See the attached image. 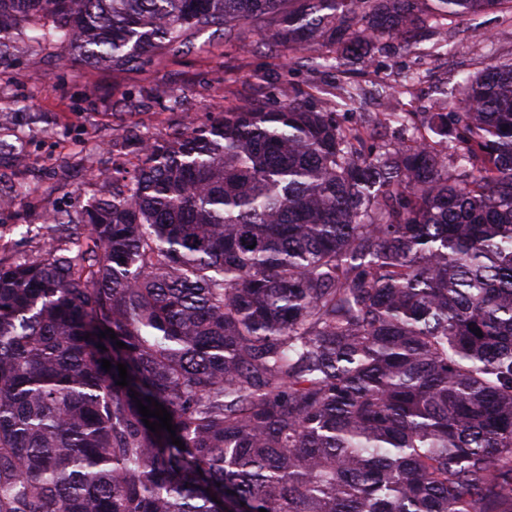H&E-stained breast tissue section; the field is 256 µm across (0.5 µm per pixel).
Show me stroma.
<instances>
[{
  "mask_svg": "<svg viewBox=\"0 0 512 512\" xmlns=\"http://www.w3.org/2000/svg\"><path fill=\"white\" fill-rule=\"evenodd\" d=\"M246 38L248 49L239 50L204 32L179 55L119 71L23 42L0 58V195L11 200L0 206V263L35 260L52 232L82 223L113 172L140 157L142 135L168 139L188 119L203 122L227 106L275 107L286 84L302 95L325 89L324 106L355 122L381 111L375 85L396 84L410 70L421 81L399 109L437 112L467 75L512 63V13L504 9L449 21L442 43L425 30L407 42L379 39L371 55L333 68L267 46L257 32ZM346 85L367 94L345 105L338 89ZM54 214L64 225L50 224Z\"/></svg>",
  "mask_w": 512,
  "mask_h": 512,
  "instance_id": "obj_1",
  "label": "stroma"
}]
</instances>
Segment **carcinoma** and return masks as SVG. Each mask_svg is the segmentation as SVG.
<instances>
[{"instance_id": "carcinoma-1", "label": "carcinoma", "mask_w": 512, "mask_h": 512, "mask_svg": "<svg viewBox=\"0 0 512 512\" xmlns=\"http://www.w3.org/2000/svg\"><path fill=\"white\" fill-rule=\"evenodd\" d=\"M503 5L0 0V58L257 28L328 64ZM463 94L352 124L285 86L147 136L70 245L0 265V512H512V64Z\"/></svg>"}]
</instances>
